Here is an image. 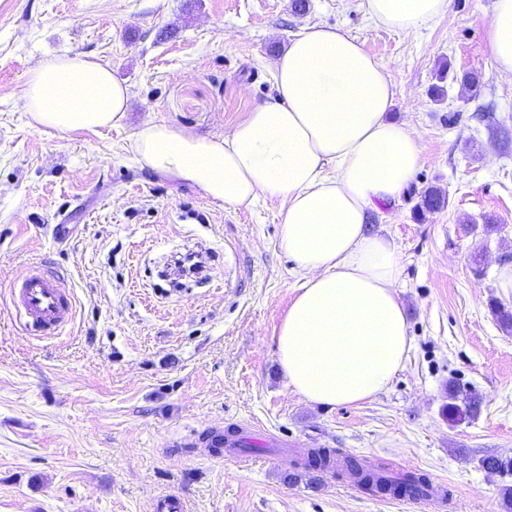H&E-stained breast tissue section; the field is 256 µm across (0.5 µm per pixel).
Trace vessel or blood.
Listing matches in <instances>:
<instances>
[{
    "instance_id": "1",
    "label": "vessel or blood",
    "mask_w": 512,
    "mask_h": 512,
    "mask_svg": "<svg viewBox=\"0 0 512 512\" xmlns=\"http://www.w3.org/2000/svg\"><path fill=\"white\" fill-rule=\"evenodd\" d=\"M10 296L27 326L37 332L54 333L73 316L72 298L64 283L40 269L12 284Z\"/></svg>"
}]
</instances>
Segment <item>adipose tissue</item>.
<instances>
[{
    "instance_id": "adipose-tissue-1",
    "label": "adipose tissue",
    "mask_w": 512,
    "mask_h": 512,
    "mask_svg": "<svg viewBox=\"0 0 512 512\" xmlns=\"http://www.w3.org/2000/svg\"><path fill=\"white\" fill-rule=\"evenodd\" d=\"M378 27L413 33L448 10V0H364ZM491 61L512 75V0H495L485 31ZM269 100L219 136L163 122L144 124L132 150L160 175L233 207L282 199L280 246L302 273L277 329L288 386L321 406L372 399L401 371L411 339L396 291L399 255L369 234L370 213L391 207L412 184L423 149L391 120L395 87L385 65L338 26L295 34L272 63ZM25 106L62 132L120 125L128 86L87 55H58L32 68Z\"/></svg>"
}]
</instances>
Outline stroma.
Listing matches in <instances>:
<instances>
[{"label":"stroma","instance_id":"obj_1","mask_svg":"<svg viewBox=\"0 0 512 512\" xmlns=\"http://www.w3.org/2000/svg\"><path fill=\"white\" fill-rule=\"evenodd\" d=\"M0 0V512H434L362 492L348 470L285 482L308 449H340L456 495L455 512H505L512 475V76L485 44L494 0H450L430 26L381 29L362 0ZM336 25L385 64L393 120L420 137L412 186L372 217L395 244L411 348L372 400L325 408L287 387L275 330L300 281L279 246L278 198L235 208L145 168L136 131L162 121L218 136L273 93L271 65L313 24ZM83 54L131 92L122 126L61 132L25 108L26 75ZM438 187L440 210L417 214ZM64 282L72 323L29 335L8 289L33 268ZM476 393L452 423L448 387ZM243 423L285 448L249 465L201 435Z\"/></svg>","mask_w":512,"mask_h":512}]
</instances>
